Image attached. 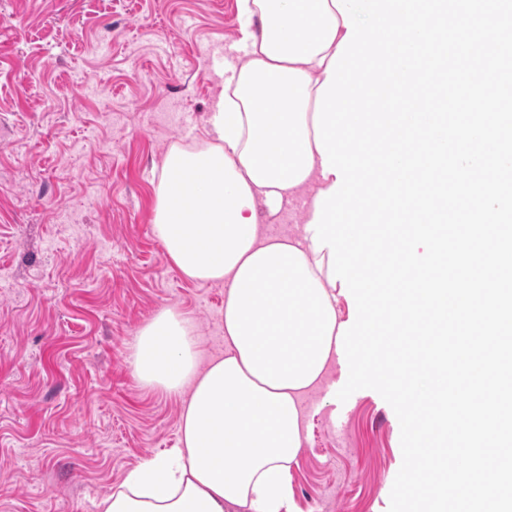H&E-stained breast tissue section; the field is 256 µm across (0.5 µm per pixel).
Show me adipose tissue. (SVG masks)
<instances>
[{"label":"adipose tissue","mask_w":512,"mask_h":512,"mask_svg":"<svg viewBox=\"0 0 512 512\" xmlns=\"http://www.w3.org/2000/svg\"><path fill=\"white\" fill-rule=\"evenodd\" d=\"M245 61L228 68L199 147L172 145L154 232L189 279L225 286L223 356L201 364L193 325L158 312L134 338L143 385L184 395L175 447L128 472L99 512H295L300 398L337 359L340 294L309 230L266 235L259 213L315 201L336 177L316 148L317 90L347 29L331 0H237Z\"/></svg>","instance_id":"obj_1"}]
</instances>
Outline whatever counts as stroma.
I'll list each match as a JSON object with an SVG mask.
<instances>
[{
  "mask_svg": "<svg viewBox=\"0 0 512 512\" xmlns=\"http://www.w3.org/2000/svg\"><path fill=\"white\" fill-rule=\"evenodd\" d=\"M237 0H0V512H97L179 436L182 399L141 385L131 341L159 311L224 353V286L153 232L171 145L205 137ZM340 365L301 399L298 512H388L400 423Z\"/></svg>",
  "mask_w": 512,
  "mask_h": 512,
  "instance_id": "35a3bbf8",
  "label": "stroma"
}]
</instances>
